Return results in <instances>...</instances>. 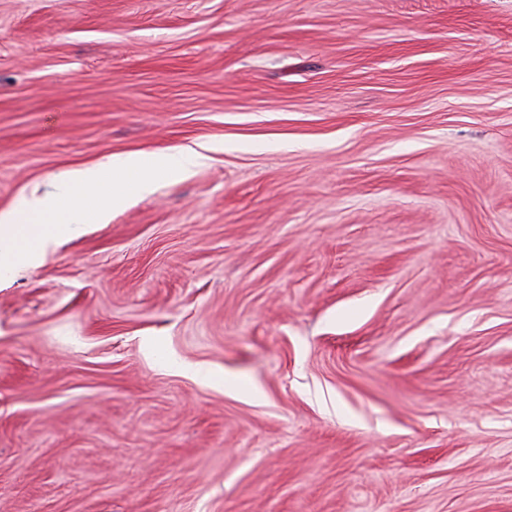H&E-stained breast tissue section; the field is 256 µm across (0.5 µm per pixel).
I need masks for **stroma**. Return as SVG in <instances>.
I'll list each match as a JSON object with an SVG mask.
<instances>
[{"instance_id": "1", "label": "stroma", "mask_w": 512, "mask_h": 512, "mask_svg": "<svg viewBox=\"0 0 512 512\" xmlns=\"http://www.w3.org/2000/svg\"><path fill=\"white\" fill-rule=\"evenodd\" d=\"M195 144L0 279V512H512V0H0V212Z\"/></svg>"}]
</instances>
